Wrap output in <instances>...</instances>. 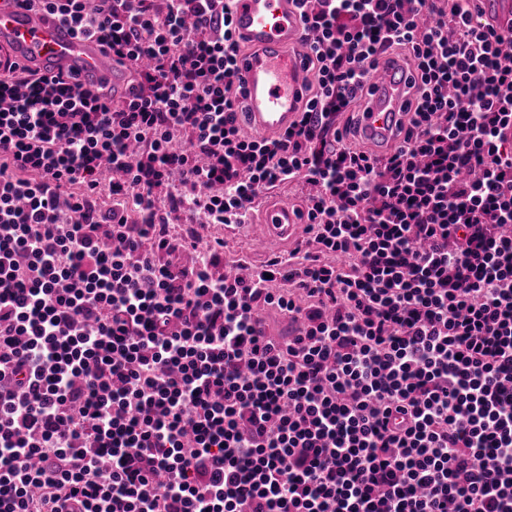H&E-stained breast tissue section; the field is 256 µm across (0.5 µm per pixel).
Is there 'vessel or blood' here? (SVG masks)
<instances>
[{
  "instance_id": "1",
  "label": "vessel or blood",
  "mask_w": 512,
  "mask_h": 512,
  "mask_svg": "<svg viewBox=\"0 0 512 512\" xmlns=\"http://www.w3.org/2000/svg\"><path fill=\"white\" fill-rule=\"evenodd\" d=\"M474 11L495 30L512 28V0H474ZM230 13L236 35L247 46L236 79L248 123L256 137L277 135L295 119L306 81L303 59L293 50L308 37L302 16L291 0H231ZM0 48L39 75L68 73L87 86H110L116 98L126 92V70L96 40L73 36L58 20L31 13L22 0H0ZM410 78L407 64L391 55L379 59L372 74V93L357 114L358 132L378 153L399 142ZM260 224L275 250L302 220L288 202L270 198L263 202Z\"/></svg>"
}]
</instances>
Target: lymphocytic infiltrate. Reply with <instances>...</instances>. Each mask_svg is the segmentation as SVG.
<instances>
[{"label":"lymphocytic infiltrate","instance_id":"f902f5d3","mask_svg":"<svg viewBox=\"0 0 512 512\" xmlns=\"http://www.w3.org/2000/svg\"><path fill=\"white\" fill-rule=\"evenodd\" d=\"M293 2L312 79L260 140L227 0H23L132 94L0 67V512H512V30ZM396 51L381 156L347 116ZM295 183L290 251L201 244ZM251 223L242 227L225 224L198 225V233L204 239L221 238L224 240V265L231 267L239 261L262 265L269 257L263 236L252 229Z\"/></svg>","mask_w":512,"mask_h":512}]
</instances>
